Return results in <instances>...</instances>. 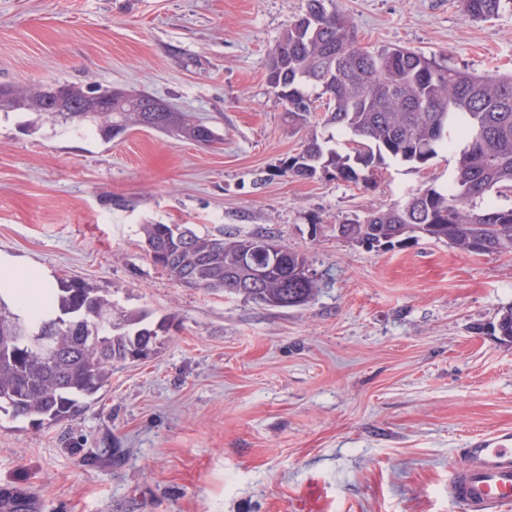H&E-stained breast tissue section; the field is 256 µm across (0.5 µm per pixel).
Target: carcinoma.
<instances>
[{"label":"carcinoma","instance_id":"1","mask_svg":"<svg viewBox=\"0 0 512 512\" xmlns=\"http://www.w3.org/2000/svg\"><path fill=\"white\" fill-rule=\"evenodd\" d=\"M327 0H308L307 12L289 25L271 51L267 79L288 124L307 130L300 151L285 166L288 175L313 179L331 175L348 183H371L388 157L425 166L442 147L461 143L448 188L433 185L384 210L346 216L343 237L368 247L433 239L469 254H512V74L480 75L444 56L382 46L355 45L349 18L328 9ZM502 0H460L470 18L497 15ZM324 116L316 118L319 108ZM73 124L94 123L105 136L123 124L125 112L80 119L52 112ZM345 133L342 148L318 125ZM199 124L179 114L175 125L154 129L192 137ZM153 262L186 288L242 295L273 308L309 303L318 279L300 283L296 270L307 258L274 237L177 234L171 224L142 226ZM265 262L267 283L245 292L242 277L253 261ZM168 321L155 324L146 312H128L76 281L56 288V309L29 320L0 298V413L42 425L75 417L112 376V366L140 351L154 352ZM495 330L512 342V305ZM0 512H39L24 489L0 486Z\"/></svg>","mask_w":512,"mask_h":512}]
</instances>
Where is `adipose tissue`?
Segmentation results:
<instances>
[{
    "label": "adipose tissue",
    "instance_id": "1",
    "mask_svg": "<svg viewBox=\"0 0 512 512\" xmlns=\"http://www.w3.org/2000/svg\"><path fill=\"white\" fill-rule=\"evenodd\" d=\"M53 284L36 263L0 252V297L24 316L35 318L50 311Z\"/></svg>",
    "mask_w": 512,
    "mask_h": 512
}]
</instances>
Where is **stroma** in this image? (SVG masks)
<instances>
[{"instance_id":"obj_1","label":"stroma","mask_w":512,"mask_h":512,"mask_svg":"<svg viewBox=\"0 0 512 512\" xmlns=\"http://www.w3.org/2000/svg\"><path fill=\"white\" fill-rule=\"evenodd\" d=\"M362 48L402 46L512 70V0L476 21L457 0H333ZM307 0H0V84L159 97L211 128L202 145L0 111V251L169 328L114 364L72 420L0 416V485L42 512H462L449 475L468 439L512 428V254L422 238L336 236L349 214L447 186L456 157L387 160L377 186L283 168L288 125L267 59ZM275 236L322 278L300 308L184 288L141 227Z\"/></svg>"}]
</instances>
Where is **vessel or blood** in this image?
<instances>
[{"instance_id":"b4317fda","label":"vessel or blood","mask_w":512,"mask_h":512,"mask_svg":"<svg viewBox=\"0 0 512 512\" xmlns=\"http://www.w3.org/2000/svg\"><path fill=\"white\" fill-rule=\"evenodd\" d=\"M448 495L462 512H512V432L471 440L453 469Z\"/></svg>"}]
</instances>
